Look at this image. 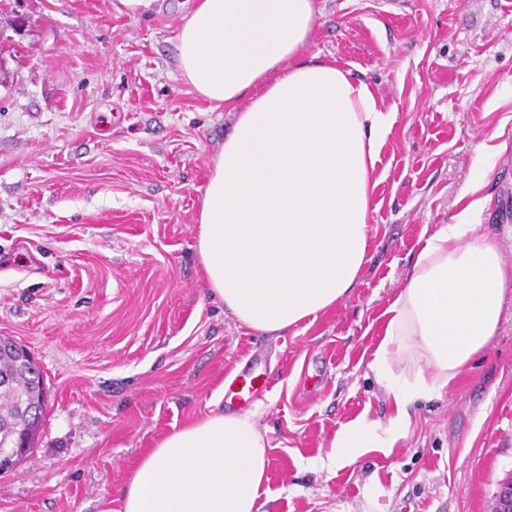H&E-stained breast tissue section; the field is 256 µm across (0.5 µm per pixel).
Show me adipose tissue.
<instances>
[{
  "label": "adipose tissue",
  "instance_id": "adipose-tissue-1",
  "mask_svg": "<svg viewBox=\"0 0 512 512\" xmlns=\"http://www.w3.org/2000/svg\"><path fill=\"white\" fill-rule=\"evenodd\" d=\"M315 18V0H196L176 37L182 80L234 113L201 196L196 249L207 293L264 334L334 307L355 287L373 174L395 122L350 69L302 59ZM494 157L476 154L468 203L426 236L384 311L368 367L393 414L338 429L332 463L396 447L410 406L446 391L495 336L512 280L498 246L476 233ZM402 355L412 377L392 369ZM269 451L257 411L189 419L140 457L117 512H259Z\"/></svg>",
  "mask_w": 512,
  "mask_h": 512
}]
</instances>
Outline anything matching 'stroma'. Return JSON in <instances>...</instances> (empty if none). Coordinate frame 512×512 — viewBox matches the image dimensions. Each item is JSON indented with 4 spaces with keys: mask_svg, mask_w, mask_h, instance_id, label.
<instances>
[{
    "mask_svg": "<svg viewBox=\"0 0 512 512\" xmlns=\"http://www.w3.org/2000/svg\"><path fill=\"white\" fill-rule=\"evenodd\" d=\"M196 0H21L0 12V336L48 395L0 512H116L143 452L221 400L253 350L271 387L260 512H492L512 477V295L489 346L408 436L329 466L336 431L393 403L368 368L424 230L461 207L496 147L480 233L512 273V0H316L303 58L333 59L396 114L377 166L369 259L333 307L269 336L211 299L196 244L206 174L233 113L179 77Z\"/></svg>",
    "mask_w": 512,
    "mask_h": 512,
    "instance_id": "1",
    "label": "stroma"
}]
</instances>
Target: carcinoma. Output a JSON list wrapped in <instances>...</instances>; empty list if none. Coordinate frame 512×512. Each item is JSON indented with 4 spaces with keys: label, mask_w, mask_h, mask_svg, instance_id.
<instances>
[{
    "label": "carcinoma",
    "mask_w": 512,
    "mask_h": 512,
    "mask_svg": "<svg viewBox=\"0 0 512 512\" xmlns=\"http://www.w3.org/2000/svg\"><path fill=\"white\" fill-rule=\"evenodd\" d=\"M43 391L40 368L19 363L11 351H0V449L24 439L34 442L40 419L25 415L21 407Z\"/></svg>",
    "instance_id": "obj_1"
}]
</instances>
